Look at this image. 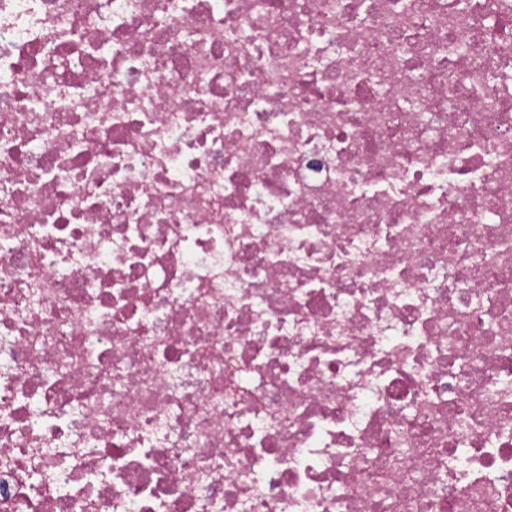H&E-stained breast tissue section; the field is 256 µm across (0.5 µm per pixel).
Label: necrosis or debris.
I'll list each match as a JSON object with an SVG mask.
<instances>
[{"mask_svg": "<svg viewBox=\"0 0 512 512\" xmlns=\"http://www.w3.org/2000/svg\"><path fill=\"white\" fill-rule=\"evenodd\" d=\"M0 512H512V0H0Z\"/></svg>", "mask_w": 512, "mask_h": 512, "instance_id": "necrosis-or-debris-1", "label": "necrosis or debris"}]
</instances>
